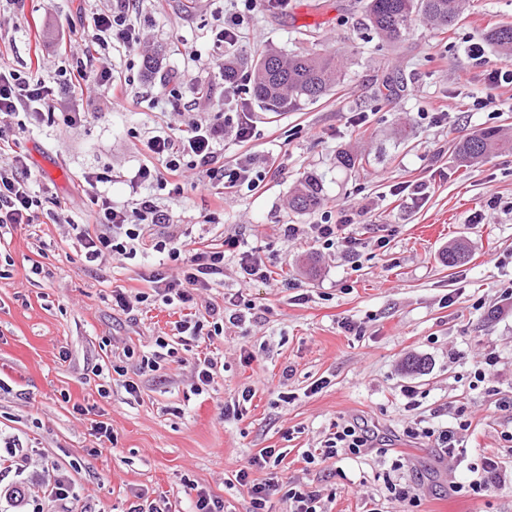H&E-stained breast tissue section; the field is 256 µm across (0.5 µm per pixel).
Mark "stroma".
I'll return each instance as SVG.
<instances>
[{
  "instance_id": "35a3bbf8",
  "label": "stroma",
  "mask_w": 512,
  "mask_h": 512,
  "mask_svg": "<svg viewBox=\"0 0 512 512\" xmlns=\"http://www.w3.org/2000/svg\"><path fill=\"white\" fill-rule=\"evenodd\" d=\"M364 3L258 0L230 55L250 60L262 45L286 53L339 49L347 58L334 94L272 113L250 87L225 96L219 71L208 67L213 30L230 15L229 0H144L141 48L110 54L114 78L129 84L124 104L112 105L109 90L90 84L60 103L64 111L89 112L87 123L45 121L19 136L36 194H56L76 223L91 224L81 172L111 168L113 201L128 199V179L146 155L149 133L182 122L159 105L166 84L181 85L198 115L251 113L253 142L228 133L221 152L228 161L251 153L269 171L265 182L252 191H204L189 170L182 194L162 203L189 236L217 243L238 236L289 285H242L236 259L225 257L223 286L200 293L196 303L240 294L256 305L251 318L143 374L141 355L183 311L156 301L131 316L113 305L112 292H149L141 273L155 254L96 269L85 264L65 225L19 224L1 235L0 453L14 439L33 463L21 473L0 470V512H24L26 499L44 512H129L140 497L188 512L193 484L222 499L228 512H249L248 489L235 473L263 448L288 454L277 466L252 471L251 481L279 476L319 489L326 512H404L384 483L391 456L305 462L306 450L321 447L340 418L364 423L401 451L399 475L420 498L417 512H512V447L502 437L512 431V317L492 311L512 287V213L488 206L493 197L512 201V151L464 167L452 148L482 128L512 126V87L487 88L503 59L490 45L482 61L469 55L470 40L512 23V0H469L452 28L438 31L420 20L398 43L366 28ZM111 5L22 0L0 9V61L60 81L70 45L81 38V16ZM160 45V69L146 77L144 59ZM192 52L198 63H189ZM202 83L208 94H199ZM489 92L494 104L472 110V99ZM440 107L447 115L433 122ZM343 148L361 153L359 167L337 170L334 156ZM44 156L59 166V177L43 171ZM306 173L322 177L327 201L298 214L288 198ZM402 181L427 185L422 205L391 196V185ZM345 208L362 210L359 233H384L388 245L354 255L323 252L305 228L338 223ZM286 224L302 227L301 238L284 242ZM456 241L468 245L470 258L450 267L441 253ZM347 321L356 332L344 329ZM488 353L497 359L492 380L471 387L470 371ZM207 354L223 357L224 369L201 388L194 363ZM412 359L423 360L424 371H410ZM119 366L124 375L116 374ZM287 366L293 375L286 380ZM127 379L138 384L137 395L125 391ZM320 379L326 387L312 391ZM405 386L417 390L418 409L406 410ZM247 387L254 396L242 418H225V405ZM462 416L471 423L460 434L467 452L452 459H439L405 434L418 419L454 428ZM97 421L112 426V443L102 449L91 430ZM478 455L499 463L503 485L480 497L454 493L451 483L473 480ZM46 463L68 480V500L45 498Z\"/></svg>"
}]
</instances>
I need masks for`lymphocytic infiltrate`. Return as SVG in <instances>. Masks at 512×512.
I'll return each mask as SVG.
<instances>
[{
	"mask_svg": "<svg viewBox=\"0 0 512 512\" xmlns=\"http://www.w3.org/2000/svg\"><path fill=\"white\" fill-rule=\"evenodd\" d=\"M142 3L143 0H112L111 8L92 12L86 33L97 50L92 55L73 52L69 75L59 86H52L39 77L22 75L1 63L0 117L15 119L16 128L21 132L26 131L29 123L48 119H59L69 127L86 122L88 113L57 112L56 93L70 90L80 80L113 90L115 81L107 57L117 44L130 51L140 48ZM228 131L239 143H250L255 136L250 113L213 112L189 121L183 134L175 133L169 125L157 127L146 141L147 162L140 164L130 179L129 201L116 204L106 192V185L112 181L111 170L83 172L80 184L94 207L95 221L75 224L69 220L66 203L60 200H53L52 212H45L41 198L31 189L32 172L27 157L15 150V138L0 128V230L16 224H38L44 214H51L53 223L68 225L86 262L98 267L109 263L113 257L128 258L144 249H152L160 260L143 275L151 287L150 293L133 298L119 290L112 294L116 307L126 313L152 297L166 305H193L197 292L223 286L224 258L229 253L237 256L239 279L243 284L269 281L265 261L256 251L241 250L237 237H227L219 244L186 237L171 213L146 192L147 187L153 186L169 195H180L183 191L180 178L189 170L195 171L199 185L206 189L220 186L253 190L259 187L266 173L251 158L230 164L221 155L218 146ZM354 219V214L346 211L340 223L311 225L312 238L322 249L339 248L348 254L359 252L369 243L380 249L387 246L388 240L383 235L365 242L353 230ZM252 308V303L239 299L230 307L209 305L201 318L177 321L174 329L177 335L198 338L208 328L218 336L226 325L243 324L247 311ZM375 448V440L364 426L355 421H342L334 423L323 446L307 453L305 460L312 464L342 456L357 458ZM281 457L278 449L264 448L249 459L246 467L237 471L236 482L249 489L250 512H267L269 496L276 488L272 481L251 482L250 469L267 467Z\"/></svg>",
	"mask_w": 512,
	"mask_h": 512,
	"instance_id": "obj_1",
	"label": "lymphocytic infiltrate"
}]
</instances>
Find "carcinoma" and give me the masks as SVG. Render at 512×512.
Instances as JSON below:
<instances>
[{
    "mask_svg": "<svg viewBox=\"0 0 512 512\" xmlns=\"http://www.w3.org/2000/svg\"><path fill=\"white\" fill-rule=\"evenodd\" d=\"M463 0H366L367 26L392 41L403 40L416 20L422 18L439 27H448L463 12ZM486 38L507 58L512 57V24L491 28ZM344 65L336 53H318L307 49L284 54L274 49L261 51L252 70V94L269 105V111L283 110L297 101H316L329 94L341 82ZM512 150V134L490 127L454 142V152L469 166L501 151ZM324 202L323 186L314 177H305L291 193L288 207L309 212ZM450 267L469 259L467 245L458 242L443 254Z\"/></svg>",
    "mask_w": 512,
    "mask_h": 512,
    "instance_id": "obj_1",
    "label": "carcinoma"
}]
</instances>
